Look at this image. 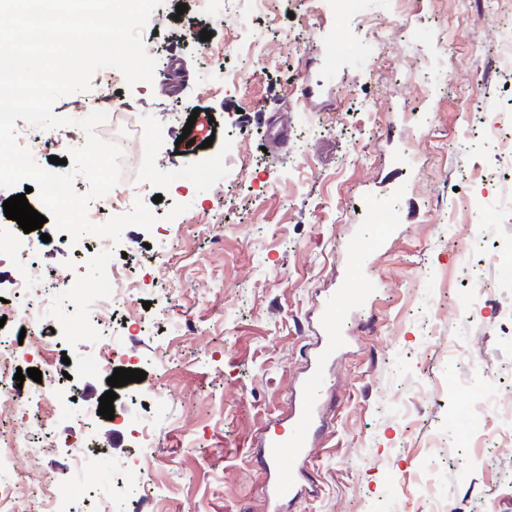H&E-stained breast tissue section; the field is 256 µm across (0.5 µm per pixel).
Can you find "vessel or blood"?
Wrapping results in <instances>:
<instances>
[{
    "label": "vessel or blood",
    "mask_w": 512,
    "mask_h": 512,
    "mask_svg": "<svg viewBox=\"0 0 512 512\" xmlns=\"http://www.w3.org/2000/svg\"><path fill=\"white\" fill-rule=\"evenodd\" d=\"M365 209L376 232L369 238L355 239L346 245L352 256L349 277L355 283L354 288L347 291L350 302L340 305L331 300L318 311L315 319L317 340L304 374L288 407L276 420V431L266 430L260 436L258 454L266 464L269 512H282L285 501L315 489L303 460L325 425L323 409L328 375L337 355L348 344L347 318L365 295L364 289L357 286L363 267L368 256L384 245L394 222L377 200H368ZM286 457L291 458L292 464L285 468L281 461Z\"/></svg>",
    "instance_id": "vessel-or-blood-1"
}]
</instances>
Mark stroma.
<instances>
[{"label":"stroma","mask_w":512,"mask_h":512,"mask_svg":"<svg viewBox=\"0 0 512 512\" xmlns=\"http://www.w3.org/2000/svg\"><path fill=\"white\" fill-rule=\"evenodd\" d=\"M181 3L211 31L208 53L176 21ZM511 11L512 0H368L364 17L342 20L332 0H269L260 12L251 0H163L142 31L152 82L114 83L103 69L91 90L58 99L54 114L75 123L41 167L85 144L76 122L98 100L107 119L97 135L123 143L114 211L139 199L156 216L151 229L126 227L113 254L127 264L113 316L146 378L120 391L113 419L86 418L82 433L100 451L93 471L73 474L62 448L35 460L22 450L15 467L28 482L89 486L77 512H267L255 441L311 352V311L346 287L342 243L371 233L364 205L378 197L399 222L366 265L373 295L306 463L322 492L284 512H428L426 468L448 512H512V442L489 435L487 460L476 458L459 415L512 386V328L497 314L512 307V283L470 296L493 276V241L512 239V223L473 237L470 207L485 188L476 155L486 173L500 171L476 133L512 99V71L481 85L476 59L500 40L492 18ZM338 34L353 53L331 72L323 47ZM228 71L241 82L225 83ZM272 112L288 126L277 148L266 138ZM43 229L42 273L96 280L54 222ZM129 276L141 280L132 295ZM69 304L54 296L34 336L18 323L5 336L24 370L37 365L28 347L40 337L56 387H77L91 407L108 374L86 369L97 344ZM477 362L495 368L494 381L474 378ZM128 466L149 476L131 497L112 483Z\"/></svg>","instance_id":"obj_1"}]
</instances>
